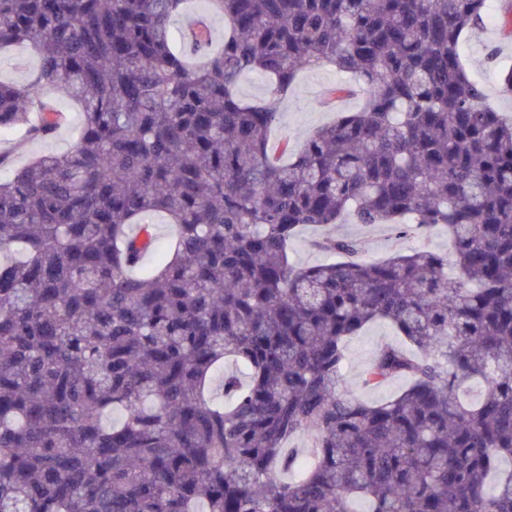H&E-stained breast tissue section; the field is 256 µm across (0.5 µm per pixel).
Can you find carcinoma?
Wrapping results in <instances>:
<instances>
[{"label": "carcinoma", "mask_w": 512, "mask_h": 512, "mask_svg": "<svg viewBox=\"0 0 512 512\" xmlns=\"http://www.w3.org/2000/svg\"><path fill=\"white\" fill-rule=\"evenodd\" d=\"M184 2L0 0V47L39 60L0 82V142L57 136L46 88L81 108L69 151L0 152V512H512V122L459 53L490 0H207L217 51ZM325 64L362 106L276 157ZM346 216L448 230L455 276L331 234L290 263ZM377 320L404 341L364 383L408 384L369 404L345 343ZM207 16L211 22V40L214 49H218L224 41V19L210 12L206 0H188L183 13L176 18L175 28H181L186 19ZM268 85L269 80L265 76L250 73L241 78L237 90L243 99L258 101L266 96ZM323 231L314 226L303 227L289 244V257L299 266H310L327 262L326 255L315 244L321 239Z\"/></svg>", "instance_id": "obj_1"}]
</instances>
